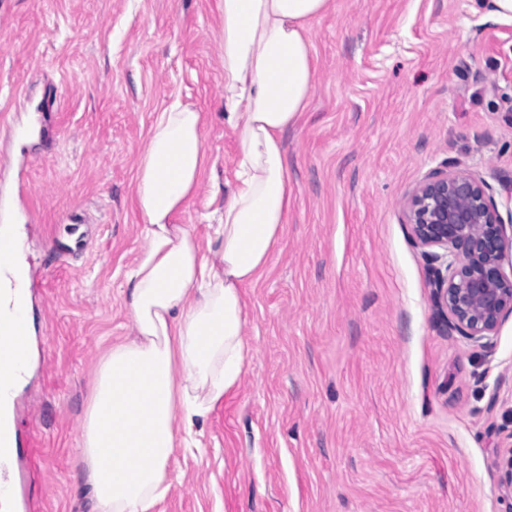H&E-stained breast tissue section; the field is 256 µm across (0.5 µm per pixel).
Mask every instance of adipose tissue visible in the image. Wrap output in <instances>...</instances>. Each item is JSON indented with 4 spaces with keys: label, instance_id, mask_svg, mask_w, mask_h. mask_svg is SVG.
<instances>
[{
    "label": "adipose tissue",
    "instance_id": "obj_1",
    "mask_svg": "<svg viewBox=\"0 0 512 512\" xmlns=\"http://www.w3.org/2000/svg\"><path fill=\"white\" fill-rule=\"evenodd\" d=\"M331 0H217L224 122L239 141L235 182L207 240L175 223L201 183L203 114L172 103L138 158L146 245L126 274L133 336L99 366L81 459L97 512H154L179 444L238 386L249 359L245 288L276 252L291 188L283 135L316 84L310 29Z\"/></svg>",
    "mask_w": 512,
    "mask_h": 512
}]
</instances>
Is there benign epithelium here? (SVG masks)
<instances>
[{"label": "benign epithelium", "instance_id": "obj_1", "mask_svg": "<svg viewBox=\"0 0 512 512\" xmlns=\"http://www.w3.org/2000/svg\"><path fill=\"white\" fill-rule=\"evenodd\" d=\"M406 217L448 334L489 346L503 319L512 315V272L504 269L512 233L490 185L465 169L431 172L410 194Z\"/></svg>", "mask_w": 512, "mask_h": 512}]
</instances>
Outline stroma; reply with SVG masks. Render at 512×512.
<instances>
[{"instance_id": "35a3bbf8", "label": "stroma", "mask_w": 512, "mask_h": 512, "mask_svg": "<svg viewBox=\"0 0 512 512\" xmlns=\"http://www.w3.org/2000/svg\"><path fill=\"white\" fill-rule=\"evenodd\" d=\"M216 0H0V187L26 173L33 335L19 394L39 512H96L81 477L96 365L132 333L134 174L157 112H203L206 169L178 223L199 239L235 178ZM317 81L285 133L277 253L247 289L251 360L176 449L160 512H512V316L484 349L449 335L404 203L465 168L512 219V20L473 0H331Z\"/></svg>"}]
</instances>
